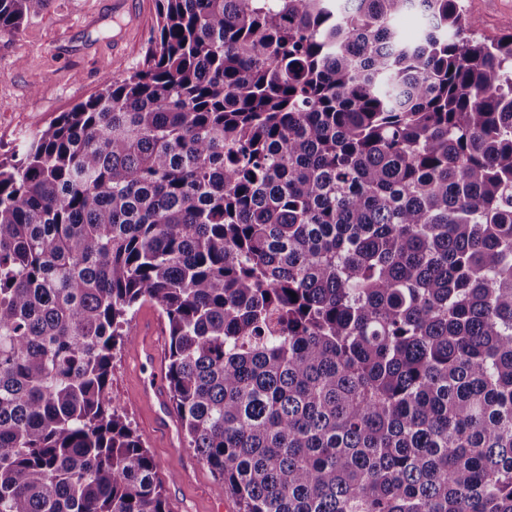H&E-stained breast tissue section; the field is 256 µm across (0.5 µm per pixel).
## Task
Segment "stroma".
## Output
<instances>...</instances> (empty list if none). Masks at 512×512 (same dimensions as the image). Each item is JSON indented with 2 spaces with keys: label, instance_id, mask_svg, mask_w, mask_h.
Masks as SVG:
<instances>
[{
  "label": "stroma",
  "instance_id": "stroma-1",
  "mask_svg": "<svg viewBox=\"0 0 512 512\" xmlns=\"http://www.w3.org/2000/svg\"><path fill=\"white\" fill-rule=\"evenodd\" d=\"M467 10L483 38L512 33V0H467ZM154 25L155 0H50L18 33L0 36V155L139 66ZM135 348L131 340L115 351L112 393L152 456L172 512H237L181 430L166 434L151 406L135 400L143 376Z\"/></svg>",
  "mask_w": 512,
  "mask_h": 512
}]
</instances>
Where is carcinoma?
I'll return each instance as SVG.
<instances>
[{"instance_id": "obj_1", "label": "carcinoma", "mask_w": 512, "mask_h": 512, "mask_svg": "<svg viewBox=\"0 0 512 512\" xmlns=\"http://www.w3.org/2000/svg\"><path fill=\"white\" fill-rule=\"evenodd\" d=\"M156 4L142 66L0 161V512H172L111 389L146 301L238 512H512V33Z\"/></svg>"}]
</instances>
